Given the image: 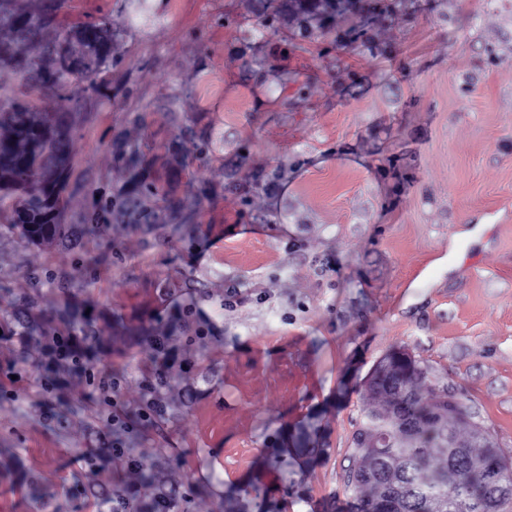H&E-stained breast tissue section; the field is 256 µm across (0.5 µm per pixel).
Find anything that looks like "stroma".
<instances>
[{"instance_id":"1","label":"stroma","mask_w":512,"mask_h":512,"mask_svg":"<svg viewBox=\"0 0 512 512\" xmlns=\"http://www.w3.org/2000/svg\"><path fill=\"white\" fill-rule=\"evenodd\" d=\"M268 6L69 0L68 24L111 17L115 63L73 133L70 237L0 223V512H348L363 381L398 348L512 452V0L284 5L270 29ZM138 178L180 210L126 213ZM89 309L82 369L50 363Z\"/></svg>"}]
</instances>
